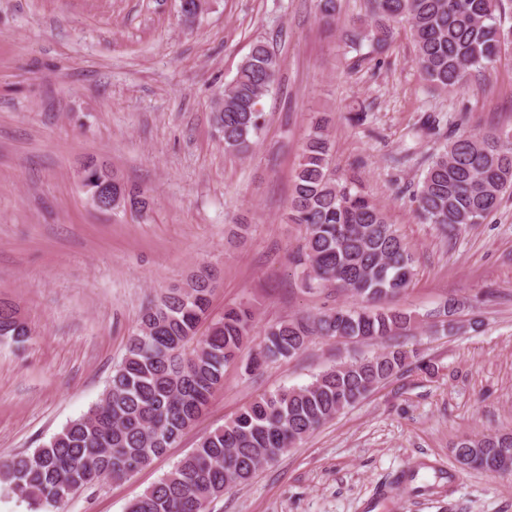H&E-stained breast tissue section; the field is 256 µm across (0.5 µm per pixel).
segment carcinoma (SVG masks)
<instances>
[{
    "mask_svg": "<svg viewBox=\"0 0 512 512\" xmlns=\"http://www.w3.org/2000/svg\"><path fill=\"white\" fill-rule=\"evenodd\" d=\"M507 0H369L351 44L381 47L406 27L416 47L414 63L433 90L466 89L475 72H489L512 45L502 16ZM279 61L265 43L252 46L224 100L212 112L225 151L248 154L265 122L261 99L278 79ZM333 113L310 121L295 170L288 221L305 235L293 259L306 288H339L363 302L269 326L247 365L290 358L312 336L356 342L384 341L407 329L412 317L382 303L401 294L414 276V256L387 220L384 209L354 178L329 172ZM118 176L90 166L81 182L88 196ZM132 208L148 207L143 191L120 184ZM512 190V130L463 132L430 162L415 194L416 211L450 238L483 223ZM217 271L202 266L183 287H174L143 310L94 406L30 452L0 461V484L22 497L30 512H60L78 491L102 481L122 480L163 455L204 413L224 368L250 336L253 313L229 307L198 335L207 320ZM28 336L0 301V341ZM407 365L406 352L388 346L380 354L340 363L299 388L266 393L242 407L224 427L203 437L175 467L134 498L126 512H203L230 486L249 483L264 465L296 447L339 412L364 399ZM456 461L490 474L512 473V433L496 432L459 441Z\"/></svg>",
    "mask_w": 512,
    "mask_h": 512,
    "instance_id": "obj_1",
    "label": "carcinoma"
}]
</instances>
